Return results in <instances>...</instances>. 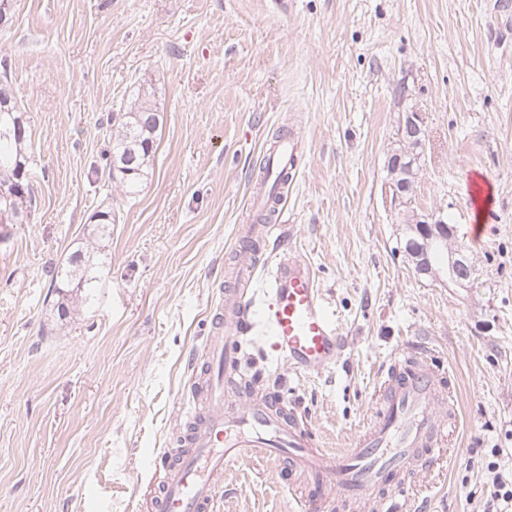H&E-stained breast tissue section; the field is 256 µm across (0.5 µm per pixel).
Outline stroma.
<instances>
[{
	"mask_svg": "<svg viewBox=\"0 0 512 512\" xmlns=\"http://www.w3.org/2000/svg\"><path fill=\"white\" fill-rule=\"evenodd\" d=\"M512 0H12L0 28L31 132L38 201L0 224V512H136L179 446L191 357L211 335L224 267L265 148L301 133L275 258L311 267L345 340L321 374L288 372L260 337L243 367L348 448L381 372L424 344L456 396L444 461L401 512H483L512 478ZM145 94L160 114L141 187L109 178L107 118ZM427 129L416 206L453 224L469 288L416 275L386 157L403 113ZM490 185L474 212L475 177ZM115 222L94 300L60 316L52 268ZM485 224L473 238V222ZM287 471L224 470L215 512H293Z\"/></svg>",
	"mask_w": 512,
	"mask_h": 512,
	"instance_id": "35a3bbf8",
	"label": "stroma"
}]
</instances>
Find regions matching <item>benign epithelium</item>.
I'll return each instance as SVG.
<instances>
[{
    "mask_svg": "<svg viewBox=\"0 0 512 512\" xmlns=\"http://www.w3.org/2000/svg\"><path fill=\"white\" fill-rule=\"evenodd\" d=\"M401 141L387 157V169L390 170V186L394 191L393 201L404 204L402 192L413 188L420 167L416 165L420 155L417 151L425 149L426 129L424 121L417 112H407L400 121ZM416 234L425 242H437L448 246V225L430 215L417 217ZM448 269L456 274L455 284L468 288L475 279V268L466 250L462 247L448 250Z\"/></svg>",
    "mask_w": 512,
    "mask_h": 512,
    "instance_id": "obj_1",
    "label": "benign epithelium"
}]
</instances>
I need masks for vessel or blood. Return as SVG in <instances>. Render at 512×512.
<instances>
[{
  "instance_id": "b4317fda",
  "label": "vessel or blood",
  "mask_w": 512,
  "mask_h": 512,
  "mask_svg": "<svg viewBox=\"0 0 512 512\" xmlns=\"http://www.w3.org/2000/svg\"><path fill=\"white\" fill-rule=\"evenodd\" d=\"M300 142L296 134L268 148L271 171L292 169ZM231 279L216 305L214 334L191 360L188 392L200 410L185 430L184 452L160 461L164 477L151 491L152 512H212L225 467L243 459L299 478L296 512H331L337 503L349 512L375 505L399 512L410 477L439 462L456 421L455 398L432 355L408 344L381 378L379 401L351 448L330 453L287 401L226 391L250 334L265 337L291 372L317 374L336 363L342 338L322 289L298 257L278 262L258 285L250 264L232 265Z\"/></svg>"
}]
</instances>
